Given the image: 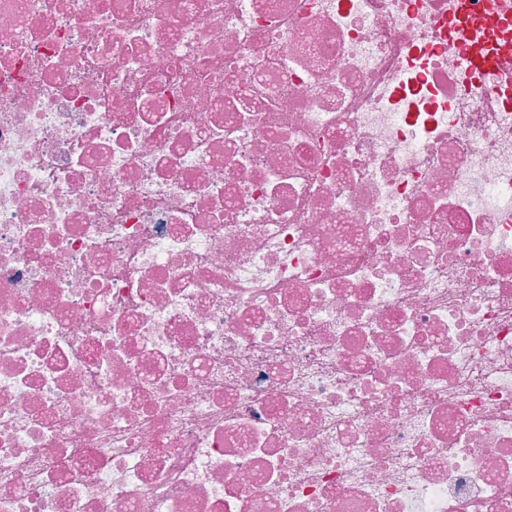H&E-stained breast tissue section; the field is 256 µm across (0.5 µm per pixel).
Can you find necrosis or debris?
<instances>
[{
	"label": "necrosis or debris",
	"mask_w": 512,
	"mask_h": 512,
	"mask_svg": "<svg viewBox=\"0 0 512 512\" xmlns=\"http://www.w3.org/2000/svg\"><path fill=\"white\" fill-rule=\"evenodd\" d=\"M471 2L0 0V512H512Z\"/></svg>",
	"instance_id": "4bbe7bcc"
}]
</instances>
